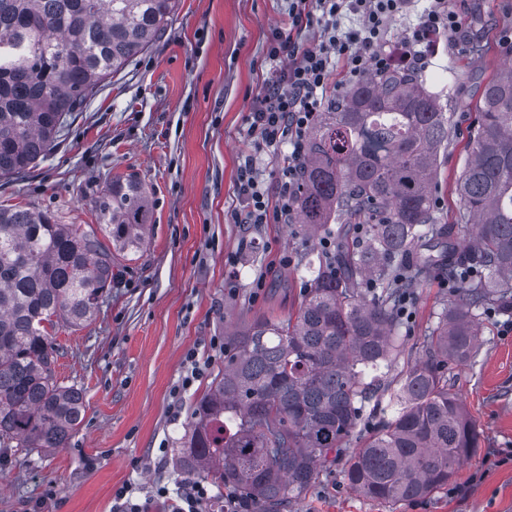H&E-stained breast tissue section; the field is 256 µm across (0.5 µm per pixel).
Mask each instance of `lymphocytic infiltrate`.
<instances>
[{"label":"lymphocytic infiltrate","instance_id":"f902f5d3","mask_svg":"<svg viewBox=\"0 0 512 512\" xmlns=\"http://www.w3.org/2000/svg\"><path fill=\"white\" fill-rule=\"evenodd\" d=\"M414 0H288V31H273L267 55L276 67L263 80L247 117L248 134L257 148L279 158L275 187L260 179L255 155L242 157L237 172L239 208L230 218L243 230L261 224L292 223L306 137L317 112L332 100L331 76L341 71L352 85L369 72H382L392 62L389 33ZM320 27L315 47L302 48L294 33ZM447 36L454 48H464L463 31L448 0H427L420 22L407 28L400 45L403 59L415 71L428 66L429 45Z\"/></svg>","mask_w":512,"mask_h":512}]
</instances>
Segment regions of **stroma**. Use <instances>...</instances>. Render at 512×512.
I'll return each instance as SVG.
<instances>
[{"instance_id": "1", "label": "stroma", "mask_w": 512, "mask_h": 512, "mask_svg": "<svg viewBox=\"0 0 512 512\" xmlns=\"http://www.w3.org/2000/svg\"><path fill=\"white\" fill-rule=\"evenodd\" d=\"M481 53L440 39L422 78L452 112L457 132L440 157L437 220L459 208L456 181L466 165L475 104L484 84L512 66V0H449ZM288 0H177L162 35L85 104L55 147L29 171L0 179V206L51 213L61 224H93V199L110 177L135 174L152 203L146 246L119 259L118 277L93 321L60 328L54 377L81 388L85 418L66 447L0 454V512H113L125 489L167 512L157 487L176 492L184 474L175 450L210 377L181 384L185 355L211 352L225 328L254 315L287 318L305 283L295 262L314 240L287 224L251 232L230 220L238 206L239 159L256 153L273 182V152L247 134L250 105L270 68L271 30L287 29ZM289 255L293 264L282 265ZM400 334L398 376L423 354V337L458 290L444 269L418 273ZM266 289L253 298L252 283ZM482 343L470 362L448 367V384L481 433L477 452L451 487L409 502L373 501L332 475L288 512H512V314L482 310Z\"/></svg>"}]
</instances>
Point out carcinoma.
<instances>
[{"mask_svg":"<svg viewBox=\"0 0 512 512\" xmlns=\"http://www.w3.org/2000/svg\"><path fill=\"white\" fill-rule=\"evenodd\" d=\"M174 6L0 0V177L48 154L97 87L161 36ZM475 109L460 206L441 225L432 185L452 123L417 75L400 64L371 74L317 114L294 226L339 236L337 251L305 256L310 287L296 313L256 316L224 340V370L180 438L182 473L232 488L241 512H283L338 461L352 490L399 503L448 486L476 452L480 433L445 369L474 356L476 310L512 297V67L487 81ZM94 204L97 224L0 208L1 448H63L83 421V391L54 379L53 332L91 321L115 259L143 248L151 219L130 174L112 177ZM410 255L421 273L447 264L459 291L424 336L422 357L387 383L399 297L416 286L402 270ZM363 282L372 288L361 291ZM383 395L389 414L345 453L366 404Z\"/></svg>","mask_w":512,"mask_h":512,"instance_id":"carcinoma-1","label":"carcinoma"}]
</instances>
